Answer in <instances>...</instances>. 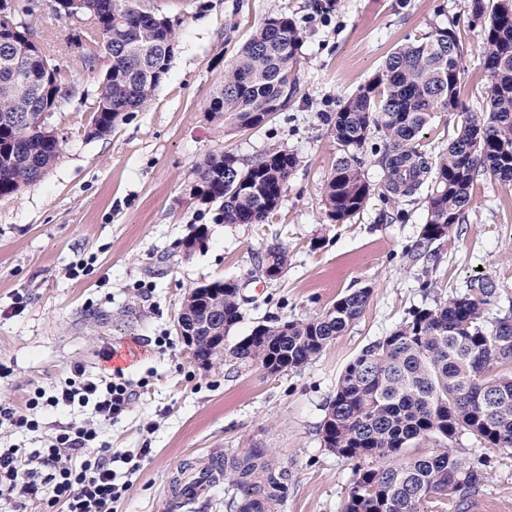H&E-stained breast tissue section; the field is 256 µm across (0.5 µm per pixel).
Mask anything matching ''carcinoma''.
<instances>
[{
	"mask_svg": "<svg viewBox=\"0 0 512 512\" xmlns=\"http://www.w3.org/2000/svg\"><path fill=\"white\" fill-rule=\"evenodd\" d=\"M22 18L0 33V198L40 179L59 157L63 140L51 128L59 101L70 94L61 69L45 52L21 51L39 37L36 19L51 3L74 27L72 0H15ZM94 19L74 29L71 44L93 69L108 68L93 93V127L101 138L131 112L148 107L168 74L177 46L171 18L151 0H81ZM480 27L483 67L489 76L486 112L476 117L460 96L462 44L452 27L397 48L357 94L322 118L344 152L327 178L322 202L333 224L364 209L376 187L358 154L378 139L374 152L384 171L382 195L417 200L426 220L425 243L448 237L472 205L474 180L512 183V0H470ZM301 33L286 14L257 27L227 66L224 85L209 101L210 120L224 132L264 126L293 93L292 69ZM439 112H460L448 145L433 160L415 140ZM296 156L272 148L245 165L229 153H212L196 165L194 197L217 205L219 224H261L279 208ZM288 268V252L269 246L258 271ZM368 287L347 292L317 316L283 323L270 319L225 348L242 367L275 360L298 369L362 315ZM498 297L490 276L470 281L464 293L416 307L389 334L366 345L340 374L319 428L328 451L352 465L340 512H464L485 487L491 454L512 448V316L489 317ZM240 285L224 280V334L241 321ZM473 441L469 455L453 447ZM432 441L437 449L422 451ZM224 479L238 492L229 512H279L288 499V466L262 448L224 456Z\"/></svg>",
	"mask_w": 512,
	"mask_h": 512,
	"instance_id": "obj_1",
	"label": "carcinoma"
}]
</instances>
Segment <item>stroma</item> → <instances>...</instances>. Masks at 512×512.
<instances>
[{
    "instance_id": "stroma-1",
    "label": "stroma",
    "mask_w": 512,
    "mask_h": 512,
    "mask_svg": "<svg viewBox=\"0 0 512 512\" xmlns=\"http://www.w3.org/2000/svg\"><path fill=\"white\" fill-rule=\"evenodd\" d=\"M178 21L169 73L143 111L111 134L90 139L89 96L105 72L85 68L68 44L71 29L51 10L37 22L41 43L75 90L52 123L63 150L46 174L0 199V402L30 390L61 387L74 367L109 375L103 350L128 343L141 356L123 367L147 385L127 414L103 425L100 439L120 454L150 455L136 473L115 463L131 487L118 512H163L184 464L207 466L227 453L263 448L290 472L281 512H337L352 469L322 445L319 425L336 381L359 351L384 336L416 306L465 291L478 274L499 286L492 313L512 309V185L485 177L473 185L466 223L418 248L425 211L408 204V221L383 224L397 204L372 195L350 222L329 223L324 183L341 151L321 115L358 92L405 42L437 26H455L464 49L461 97L470 111L486 106L488 76L470 0H156ZM292 17L302 32L292 71L297 90L265 126L231 135L206 106L224 83V67L268 16ZM298 164L276 214L262 224H217L197 201L195 166L212 153L250 162L268 149ZM210 229L205 248L184 257L191 225ZM277 245L288 269L259 277L256 256ZM216 278L237 280L247 301L228 340L267 318L305 319L346 291L371 287L363 315L307 365L268 375L224 359L197 368L175 321L185 292ZM168 344L159 348L157 337ZM92 406L45 408L36 432L0 429V448L46 446L58 426L93 421ZM467 512H512V448L497 452L486 490Z\"/></svg>"
}]
</instances>
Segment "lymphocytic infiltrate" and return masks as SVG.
I'll return each instance as SVG.
<instances>
[{
  "label": "lymphocytic infiltrate",
  "mask_w": 512,
  "mask_h": 512,
  "mask_svg": "<svg viewBox=\"0 0 512 512\" xmlns=\"http://www.w3.org/2000/svg\"><path fill=\"white\" fill-rule=\"evenodd\" d=\"M137 395L135 384L122 370L100 376L77 368L54 392L37 389L22 403L0 404V427L35 432L40 428L37 409L76 403L93 405L99 419L112 422L128 412ZM98 438L94 427L73 424L58 430L42 450L25 455L16 448L0 449V499L9 501L11 512H25L27 503L40 501L62 506L64 512H113V503L126 490L116 481L113 461L121 460L128 469L135 470L149 451L143 448L116 459L111 448L99 444ZM91 447L97 453L90 458L86 452Z\"/></svg>",
  "instance_id": "obj_1"
}]
</instances>
